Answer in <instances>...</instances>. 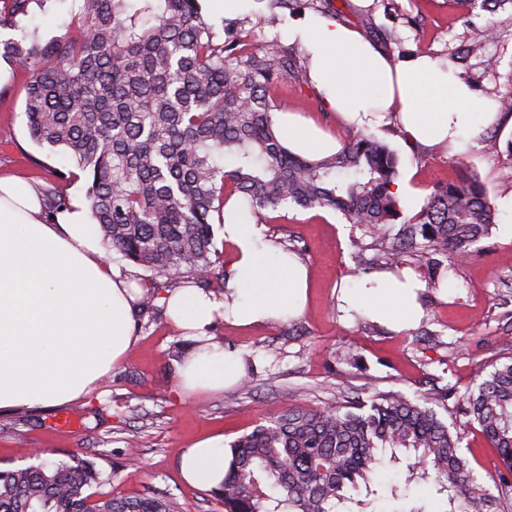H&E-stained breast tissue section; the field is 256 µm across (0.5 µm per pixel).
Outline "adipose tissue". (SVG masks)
Wrapping results in <instances>:
<instances>
[{
    "label": "adipose tissue",
    "instance_id": "1",
    "mask_svg": "<svg viewBox=\"0 0 512 512\" xmlns=\"http://www.w3.org/2000/svg\"><path fill=\"white\" fill-rule=\"evenodd\" d=\"M311 56L310 77L325 103L363 127L397 115L409 139L428 145L474 136L497 115L494 101L475 100L461 77L423 57L390 65L356 30L317 15L288 30ZM275 121L288 146L305 155L333 152L335 138L292 112ZM230 249L228 294L218 301L187 284L162 297L172 325L195 340L179 369L183 390L218 391L240 383L242 359L212 342L220 318L250 326L302 312L308 270L250 220L236 201L224 208ZM422 284L386 276L378 287L347 289L349 308L381 321L409 325L420 314ZM141 288L108 261L88 206L80 201L46 216L38 190L0 177V410L55 406L90 394L133 342ZM182 474L212 489L224 478V450L206 439L187 448Z\"/></svg>",
    "mask_w": 512,
    "mask_h": 512
}]
</instances>
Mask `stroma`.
I'll use <instances>...</instances> for the list:
<instances>
[{"instance_id":"35a3bbf8","label":"stroma","mask_w":512,"mask_h":512,"mask_svg":"<svg viewBox=\"0 0 512 512\" xmlns=\"http://www.w3.org/2000/svg\"><path fill=\"white\" fill-rule=\"evenodd\" d=\"M344 22L360 35L369 29L396 36L389 51L405 48L414 56L441 59L461 48L475 30L488 34L483 56L470 60L462 77L481 98L497 99L512 91V13H484L466 22L449 0H333ZM26 73L11 70L0 82V177L14 176L50 194L58 172L71 167L63 152L47 153L30 138L23 115ZM313 85L288 83L280 94L289 111L346 140L356 127L332 110L314 105ZM399 159L398 189L425 199L439 183L476 175L496 208L491 234L468 257L445 258V285L423 289L418 301L422 318L396 328L357 311H344L340 297L360 278L382 271L377 252L352 246L361 230L322 209L267 211L265 232L292 242L309 269L308 297L297 316L249 327L217 321L213 341L234 350L251 381L221 392H181L174 343L191 347L169 324L163 307L134 319L135 340L125 359L90 394L59 406L0 410V469L28 465L31 449L50 459L76 454L95 462L111 496L158 493L178 512H222L204 488L185 482L181 458L203 438L229 444L279 411L287 400L313 408L333 402L338 391L368 396L370 390L395 391L406 397L429 385L455 384L458 393L473 387L482 365L512 354V237L502 226L512 212L502 209L512 198V114H498L478 137L462 143L423 146L410 141L394 117L369 126ZM353 350V360L336 356L339 347ZM69 416L72 427L57 421ZM438 416L464 430L462 452L486 482L497 474L496 454L465 416L439 409ZM405 464H388L376 476L372 512H444L446 503L422 484H405Z\"/></svg>"}]
</instances>
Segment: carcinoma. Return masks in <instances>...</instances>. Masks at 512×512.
<instances>
[{
  "mask_svg": "<svg viewBox=\"0 0 512 512\" xmlns=\"http://www.w3.org/2000/svg\"><path fill=\"white\" fill-rule=\"evenodd\" d=\"M49 0H0V56L30 74L25 115L33 140L68 154L85 175L93 221L121 256L176 283L193 276L221 297L227 271L214 245L224 206L242 198L255 222L264 211L319 208L356 224L380 246L387 268L401 275L407 259L425 261L427 285L439 287L437 256L463 258L496 223L486 187L475 177L440 183L420 209L402 217L392 186L398 158L368 133L337 151L300 155L275 125L284 83L307 82L310 57L253 29L275 27L285 12L314 0H268L252 28H224L219 39L201 0H78L73 31L42 40L19 22ZM468 15L494 13L512 0H450ZM476 33L448 57L467 66L485 52ZM73 170L62 173L49 206H68ZM400 223L394 237L387 224ZM219 282L220 287L212 284ZM462 396L437 387L411 400L377 391L368 400L339 398L322 409L291 403L229 444L224 480L211 490L224 512H351L384 461L414 456L405 485L425 483L446 497L448 512H504L512 490V355ZM454 408L478 424L496 449L498 482L490 488L461 452V429L435 410ZM95 464L79 456L41 457L0 470V512H178L160 494L96 498Z\"/></svg>",
  "mask_w": 512,
  "mask_h": 512,
  "instance_id": "1",
  "label": "carcinoma"
}]
</instances>
